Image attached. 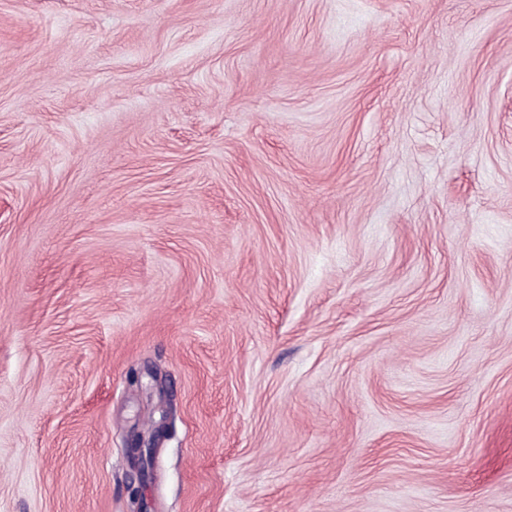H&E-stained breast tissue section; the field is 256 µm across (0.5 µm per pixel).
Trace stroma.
<instances>
[{
  "label": "stroma",
  "instance_id": "35a3bbf8",
  "mask_svg": "<svg viewBox=\"0 0 512 512\" xmlns=\"http://www.w3.org/2000/svg\"><path fill=\"white\" fill-rule=\"evenodd\" d=\"M512 512V0H0V512ZM165 422L161 420L156 423L152 429L149 438H146L139 431H133L130 438V448H128L130 458L138 470L150 475L154 463V442L159 440L162 435Z\"/></svg>",
  "mask_w": 512,
  "mask_h": 512
}]
</instances>
